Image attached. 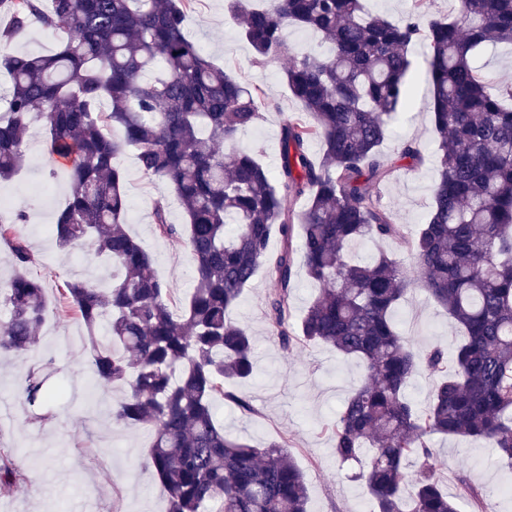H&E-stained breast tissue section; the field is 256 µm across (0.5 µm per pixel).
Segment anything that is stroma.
<instances>
[{
  "instance_id": "1",
  "label": "stroma",
  "mask_w": 512,
  "mask_h": 512,
  "mask_svg": "<svg viewBox=\"0 0 512 512\" xmlns=\"http://www.w3.org/2000/svg\"><path fill=\"white\" fill-rule=\"evenodd\" d=\"M185 31L211 60L249 85H259L270 106L262 120L239 134L241 147L258 148L268 167L279 158L280 127L301 110L284 78L287 60L256 63L251 46L241 38L225 0H195L185 17ZM46 135L32 125L25 138L26 165L13 179L0 183V198L26 208L27 219L16 226L35 252V267L46 284L50 302H57L58 288L67 280H81L100 287L110 284V263L100 259L91 243L72 249L56 246L46 225L67 200V169L57 167L46 150ZM432 114L428 92L416 84L409 111L400 113L384 143V152L397 158L403 143L417 142L425 157L413 170H399L381 185L377 199L394 223L413 235L429 211L431 189L437 177ZM120 164L126 173L127 229L153 254L155 271L170 289V301L181 307L193 286L194 260L189 250L161 237L155 230L153 203L169 200V220L185 223L183 208L169 186L144 175L134 155ZM276 283L268 269H260L230 312L231 319L254 336L257 372L251 379L233 383V391L246 406L229 400L215 403L225 431L263 447L287 437L297 466L308 486L307 512H372L373 503L352 468L333 458L324 430L341 403L358 386L363 370L357 360L343 361L325 345L300 343L292 352L279 345L265 319V299ZM398 329L414 344H440L454 350L461 333L447 313L419 288L409 291L400 305ZM86 331L75 315H50L39 332L37 357L52 360L58 378L69 389L65 401L49 411L47 420L30 416L15 388L29 367L18 360L0 364V446L12 448L15 464L28 473L29 483L0 495V512H166L167 501L159 481L147 466L152 443L150 430L114 423L112 408L119 391L92 385L87 361ZM431 446L439 459L443 490L456 495L462 483L478 493L477 500L461 504V512H512V469L494 449L457 436H436Z\"/></svg>"
}]
</instances>
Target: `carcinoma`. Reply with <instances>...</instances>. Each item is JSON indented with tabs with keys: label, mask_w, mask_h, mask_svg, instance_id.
<instances>
[{
	"label": "carcinoma",
	"mask_w": 512,
	"mask_h": 512,
	"mask_svg": "<svg viewBox=\"0 0 512 512\" xmlns=\"http://www.w3.org/2000/svg\"><path fill=\"white\" fill-rule=\"evenodd\" d=\"M455 2V18L422 23L425 0H413L400 22L366 0H229L256 62L288 59L285 80L303 108L282 124L271 170L237 143L263 119L262 90L228 75L188 38L192 0H0L8 16L0 71L10 80L0 180L23 166L35 120L50 157L72 161L52 237L61 249L92 241L112 260V285L67 281L60 296L87 329L94 384L127 387L112 419L153 430L148 464L168 512H306L308 488L288 438L258 448L226 433L213 411L217 395L248 407L226 385L255 375V344L229 310L267 263L274 233L282 248L265 314L281 348L323 344L363 365V380L325 431L337 463H364L359 478L374 512H458L437 478L434 434L480 440L512 468V109L503 105L512 88L487 82L476 65L484 48L512 44V0ZM31 26L59 36L53 52L15 51ZM291 26L319 33L328 52L294 51ZM417 40L438 178L426 222L408 238L374 191L398 168L382 145L411 103L409 47ZM313 138L322 145L317 158L308 153ZM127 151L169 185L187 217L172 224L168 201H154L158 233L184 243L195 262L192 293L178 310L154 258L126 229L117 158ZM399 160L418 165L419 146L404 143ZM25 218L20 205L8 218L0 212L14 267L0 281L8 313L0 358L30 356L51 313L44 281L29 272L38 260L14 232ZM366 238L400 243L411 266L386 253L349 260L350 246ZM297 263L319 294L292 322ZM414 286L463 332L453 354L419 348L398 331L394 313ZM52 365L41 362L18 385L29 406L59 395ZM421 371L439 374L422 410L407 396ZM28 481L11 451H1L0 493Z\"/></svg>",
	"instance_id": "obj_1"
}]
</instances>
